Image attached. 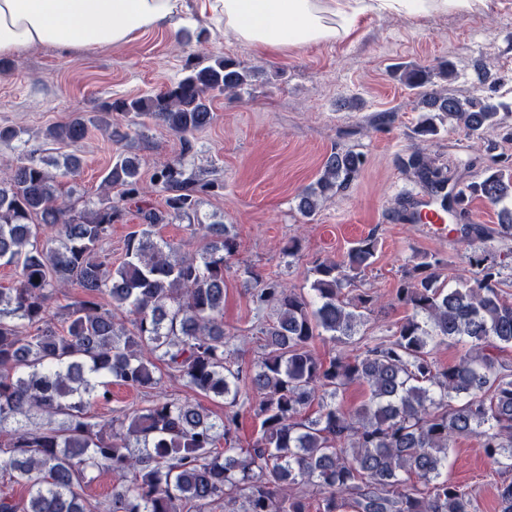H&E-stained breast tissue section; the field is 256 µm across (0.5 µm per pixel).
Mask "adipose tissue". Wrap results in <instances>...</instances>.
<instances>
[{"mask_svg":"<svg viewBox=\"0 0 512 512\" xmlns=\"http://www.w3.org/2000/svg\"><path fill=\"white\" fill-rule=\"evenodd\" d=\"M485 0H214L225 31L269 52L346 37L367 12H474ZM179 0H0V58L35 45L67 51L123 46L156 29L176 30Z\"/></svg>","mask_w":512,"mask_h":512,"instance_id":"ef3b65f1","label":"adipose tissue"}]
</instances>
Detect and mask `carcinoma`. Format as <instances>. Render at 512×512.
<instances>
[{"label":"carcinoma","mask_w":512,"mask_h":512,"mask_svg":"<svg viewBox=\"0 0 512 512\" xmlns=\"http://www.w3.org/2000/svg\"><path fill=\"white\" fill-rule=\"evenodd\" d=\"M255 76L230 56L189 61L181 80L154 95L102 101L93 116L47 129L51 143L74 147L91 124L118 143L129 139L112 130L114 111L136 133L149 121L165 125L182 151L152 175L160 205L146 199L140 158L126 148L102 180L116 194L95 203L59 191L80 175L75 154L50 161L33 149L0 171V264L17 271L14 287L0 289V476L27 489L21 499L1 495L0 512H307L312 498L319 512H475L471 492L447 474L453 444L471 436L498 470L512 473V368L495 356L512 347V302L502 294L512 272L496 259V243L512 238V212L497 230L464 228L462 241L473 232L480 242L469 257L476 269L469 283L446 287L443 261L423 256L395 291L409 314L389 338L352 357L323 360L310 346L319 336L353 343L374 312L373 295L349 293L373 262L375 237L317 263L307 292L244 269L253 281L260 355L249 364L235 358L224 327V281L237 243L224 225L199 218L200 195L219 184L190 164L191 137L214 121V97L241 95ZM449 76L446 68L399 69L425 109L418 135L437 136L450 120L477 136L499 124L498 106L434 89ZM362 164L358 153L332 151L297 194L296 210L314 217ZM402 165L434 190L448 187V216L465 214L457 172L418 148ZM465 188L467 197L498 205L512 197V175L494 163ZM132 209L142 229L131 233L114 269L103 244ZM176 221L210 238L202 253L182 256L154 240V227ZM73 286L82 297L66 307L60 332L46 322L49 303ZM118 309L131 315V328L115 322ZM449 341L465 353L441 367L434 349ZM163 370L203 397L224 400V417L159 391ZM106 377L141 391L149 404L90 422V405L112 403ZM354 382L369 397L345 409L340 395ZM244 387L257 394L250 409L260 419L245 448L236 435ZM34 412L65 421L23 427ZM104 470L128 480L102 506L86 489ZM497 496L500 512H512L511 479Z\"/></svg>","instance_id":"carcinoma-1"}]
</instances>
